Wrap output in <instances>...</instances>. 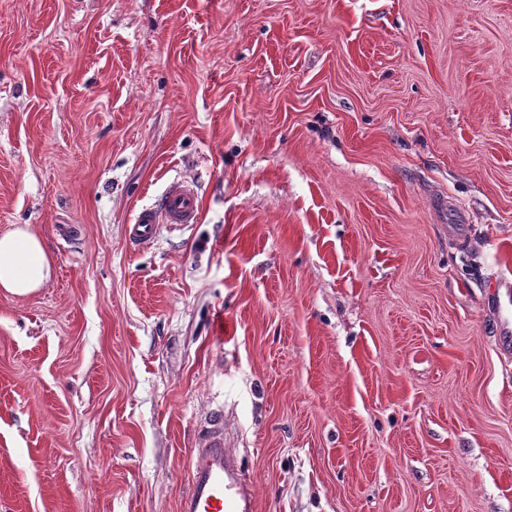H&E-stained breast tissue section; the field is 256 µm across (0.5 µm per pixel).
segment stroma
<instances>
[{
	"label": "stroma",
	"instance_id": "1",
	"mask_svg": "<svg viewBox=\"0 0 512 512\" xmlns=\"http://www.w3.org/2000/svg\"><path fill=\"white\" fill-rule=\"evenodd\" d=\"M196 185L195 224L126 226ZM0 512H512V0H0ZM51 270V256L41 239L27 226L0 236V288L27 295L41 288ZM217 430L203 448L192 449L189 478L180 498L179 512H252L246 474L224 448L221 416L212 423Z\"/></svg>",
	"mask_w": 512,
	"mask_h": 512
}]
</instances>
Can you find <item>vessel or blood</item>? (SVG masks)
I'll list each match as a JSON object with an SVG mask.
<instances>
[{"label":"vessel or blood","instance_id":"b4317fda","mask_svg":"<svg viewBox=\"0 0 512 512\" xmlns=\"http://www.w3.org/2000/svg\"><path fill=\"white\" fill-rule=\"evenodd\" d=\"M200 215L197 190L189 184L171 187L159 204L142 209L127 227V239L139 245L154 241L160 225L194 224ZM214 434L189 457L188 486L179 512H252L247 477L224 446L221 418H214Z\"/></svg>","mask_w":512,"mask_h":512}]
</instances>
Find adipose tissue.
<instances>
[{
  "mask_svg": "<svg viewBox=\"0 0 512 512\" xmlns=\"http://www.w3.org/2000/svg\"><path fill=\"white\" fill-rule=\"evenodd\" d=\"M51 270V257L41 239L19 226L0 235V289L27 295L41 288Z\"/></svg>",
  "mask_w": 512,
  "mask_h": 512,
  "instance_id": "1",
  "label": "adipose tissue"
}]
</instances>
